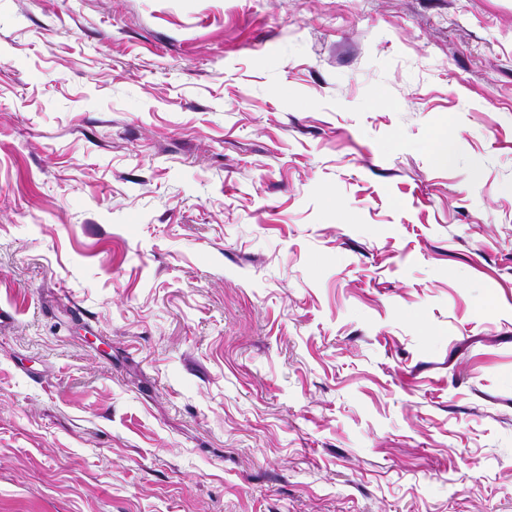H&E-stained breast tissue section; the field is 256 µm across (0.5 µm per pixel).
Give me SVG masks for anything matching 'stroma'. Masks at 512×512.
<instances>
[{"label": "stroma", "mask_w": 512, "mask_h": 512, "mask_svg": "<svg viewBox=\"0 0 512 512\" xmlns=\"http://www.w3.org/2000/svg\"><path fill=\"white\" fill-rule=\"evenodd\" d=\"M0 512H512V0H0Z\"/></svg>", "instance_id": "35a3bbf8"}]
</instances>
